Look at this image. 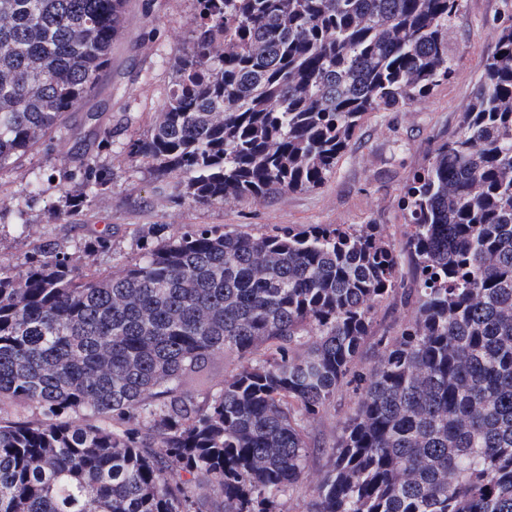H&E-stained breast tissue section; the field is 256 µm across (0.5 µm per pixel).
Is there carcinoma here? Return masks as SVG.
<instances>
[{
  "instance_id": "carcinoma-1",
  "label": "carcinoma",
  "mask_w": 512,
  "mask_h": 512,
  "mask_svg": "<svg viewBox=\"0 0 512 512\" xmlns=\"http://www.w3.org/2000/svg\"><path fill=\"white\" fill-rule=\"evenodd\" d=\"M129 0H0V166L78 121ZM190 51L129 143L197 202L323 185L372 112L452 73L461 0H196ZM86 196L112 183L68 150ZM380 226L143 224L142 256L80 271L45 239L0 259V512H277L357 383L306 512H512V25L455 131ZM411 267L399 279L402 257ZM413 315L355 363L377 308ZM240 366L218 380L214 361Z\"/></svg>"
}]
</instances>
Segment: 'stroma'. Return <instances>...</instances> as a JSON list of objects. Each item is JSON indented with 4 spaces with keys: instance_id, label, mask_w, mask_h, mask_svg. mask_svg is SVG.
I'll return each mask as SVG.
<instances>
[{
    "instance_id": "stroma-1",
    "label": "stroma",
    "mask_w": 512,
    "mask_h": 512,
    "mask_svg": "<svg viewBox=\"0 0 512 512\" xmlns=\"http://www.w3.org/2000/svg\"><path fill=\"white\" fill-rule=\"evenodd\" d=\"M195 21L194 0H129L112 46L110 76L85 106L98 120L78 130L61 128L0 169V259L9 260L16 272H23L27 253L44 238L56 240L77 266L118 271L140 253L134 234L140 224L167 225L171 236L193 224H221L255 235L284 225L378 224L400 244L403 188L456 125L483 61L494 52L502 27L512 23V0H462L448 29L451 77L410 108L370 114L322 186L260 202L192 201L178 179L156 181L128 152L129 140L146 134L173 83L175 57L190 45ZM106 128L112 134L95 152L100 163L111 166L112 186L90 197L82 211L67 212L65 194L81 189L67 158L71 141L78 133L97 137ZM103 230L112 235L111 249L87 250L86 241ZM359 396L355 385H345L314 420L311 432L324 452L307 459L299 487L280 501L281 512H305L325 469V452L337 444Z\"/></svg>"
}]
</instances>
